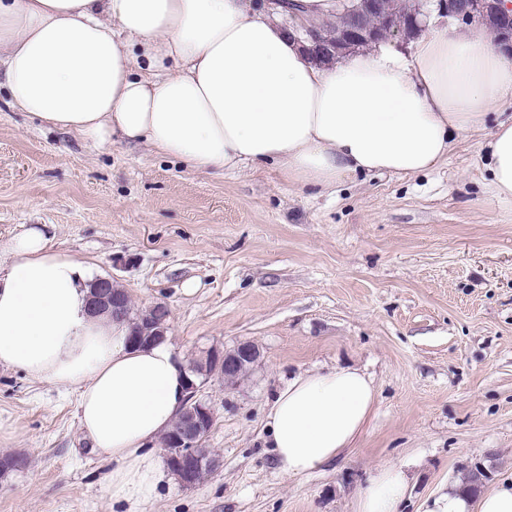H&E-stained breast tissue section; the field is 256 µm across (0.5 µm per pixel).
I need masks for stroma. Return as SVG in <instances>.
Wrapping results in <instances>:
<instances>
[{
	"label": "stroma",
	"mask_w": 512,
	"mask_h": 512,
	"mask_svg": "<svg viewBox=\"0 0 512 512\" xmlns=\"http://www.w3.org/2000/svg\"><path fill=\"white\" fill-rule=\"evenodd\" d=\"M486 131L408 177L356 174L334 191L278 168L198 175L146 147L96 146L11 104L0 88V246L45 225L56 247L111 278L134 313L162 303L184 363L249 342L231 388L213 378L206 445L219 467L151 501L112 500L110 460L81 431L77 397L0 367V512H356L386 465L425 512L483 463L512 479V201L496 198ZM351 365L376 401L354 447L301 477L278 467L264 416L293 375Z\"/></svg>",
	"instance_id": "obj_1"
}]
</instances>
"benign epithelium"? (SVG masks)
<instances>
[{"label": "benign epithelium", "instance_id": "obj_1", "mask_svg": "<svg viewBox=\"0 0 512 512\" xmlns=\"http://www.w3.org/2000/svg\"><path fill=\"white\" fill-rule=\"evenodd\" d=\"M430 5L438 14L465 25L482 20L488 13L493 14L500 20V25L491 32L493 40L512 47V6L505 3V0H430ZM383 15L384 0H363L361 6L348 11L340 29V39L335 42L325 39L323 32L315 25L300 24L297 30L301 34V42L309 44V50L330 54L342 47L351 48L367 41L385 40L387 33L379 32L365 22L368 16ZM91 309L95 313L110 312L115 319H126L119 306V299L112 290V279L99 280L92 295ZM259 357L260 351L255 345L243 342L229 351L219 348L208 351L205 362L211 371L205 373L202 379L197 378L196 371L188 369L193 379L188 382L186 402L168 432L165 447L166 461L170 463L181 485H196V476L200 471L205 468L211 471L216 469L213 465L214 456L204 448L215 419L214 409L202 395L206 379L216 375L224 379V385L233 386Z\"/></svg>", "mask_w": 512, "mask_h": 512}]
</instances>
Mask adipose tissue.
Returning <instances> with one entry per match:
<instances>
[{
	"instance_id": "ef3b65f1",
	"label": "adipose tissue",
	"mask_w": 512,
	"mask_h": 512,
	"mask_svg": "<svg viewBox=\"0 0 512 512\" xmlns=\"http://www.w3.org/2000/svg\"><path fill=\"white\" fill-rule=\"evenodd\" d=\"M338 0H0V85L15 106L99 146L142 145L208 176L276 165L290 184L331 189L355 173L415 175L455 136L489 131L497 198L512 200V52L485 22H430L410 53L377 44L313 60L280 20H325ZM145 59L136 71L137 59ZM90 269L24 229L0 259V366L77 395L85 436L113 463V500L149 501L163 477L147 447L181 411L187 372L169 341L131 345L128 323L90 315ZM354 367L301 374L265 427L280 471L336 459L375 403ZM403 469L378 470L358 512H397ZM426 512H512V483L471 498L458 487Z\"/></svg>"
}]
</instances>
